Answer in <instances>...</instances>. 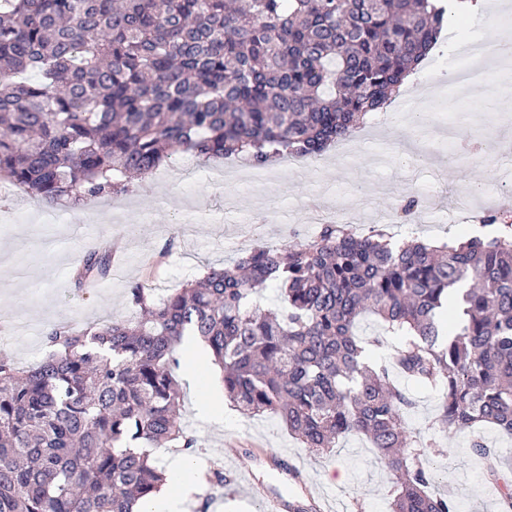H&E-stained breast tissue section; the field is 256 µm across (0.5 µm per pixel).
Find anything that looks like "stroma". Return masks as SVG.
Instances as JSON below:
<instances>
[{
    "instance_id": "1",
    "label": "stroma",
    "mask_w": 512,
    "mask_h": 512,
    "mask_svg": "<svg viewBox=\"0 0 512 512\" xmlns=\"http://www.w3.org/2000/svg\"><path fill=\"white\" fill-rule=\"evenodd\" d=\"M432 86L407 83L389 106L383 122L368 123L344 146L330 147L318 159L297 158L270 164L269 180L259 193L238 182L209 183L211 164L183 152L151 176L131 181L126 192L87 206H67L62 224H0V357L19 365L45 354V334L54 325L76 327L132 316L129 286L146 282L161 295L184 281L200 278L208 266L227 264L259 244L293 245L315 239L320 224L312 216L339 206L347 209L350 229L359 235L382 229L391 241L413 237L430 244L489 235L485 215L512 221V206L501 202L498 185L502 152L512 146V108L486 111L484 103L461 99L435 57L423 64ZM426 96L443 132L413 121L414 102ZM412 189L431 223L380 224L381 211ZM238 201L224 210L226 198ZM117 246L109 273L74 289L72 275L86 251L105 241ZM207 390L198 377L183 394L184 425L199 442L200 469L215 465L229 481L199 485L191 492L189 512H260L249 495L243 467L274 493L300 496L279 462L289 454L303 458L315 486L336 504L335 512H390V474L363 438L341 440L330 455L303 447L272 416L247 418L232 404L206 418L197 402ZM415 408L408 428L429 442L426 458L435 476L434 491L448 493L457 512H502L487 482L486 461L471 448L481 437L500 460H512V435L493 426L443 432L436 394L413 389ZM343 473L342 481L332 476Z\"/></svg>"
}]
</instances>
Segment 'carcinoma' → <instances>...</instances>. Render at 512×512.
Masks as SVG:
<instances>
[{"label":"carcinoma","mask_w":512,"mask_h":512,"mask_svg":"<svg viewBox=\"0 0 512 512\" xmlns=\"http://www.w3.org/2000/svg\"><path fill=\"white\" fill-rule=\"evenodd\" d=\"M465 19L441 0H0V178L84 205L179 151L316 158ZM111 263L108 246L86 252L74 286ZM268 289L279 305L261 304ZM128 297L125 321L52 327L27 369L0 359V512H138L165 481L149 447L196 452L175 377L187 335L243 416H274L321 453L367 436L393 476L391 512H455L428 491L394 374L441 393L440 429L512 434L511 223L439 245L326 224L159 300L141 282ZM366 317L384 335L362 338ZM488 479L511 510L512 468Z\"/></svg>","instance_id":"obj_1"}]
</instances>
